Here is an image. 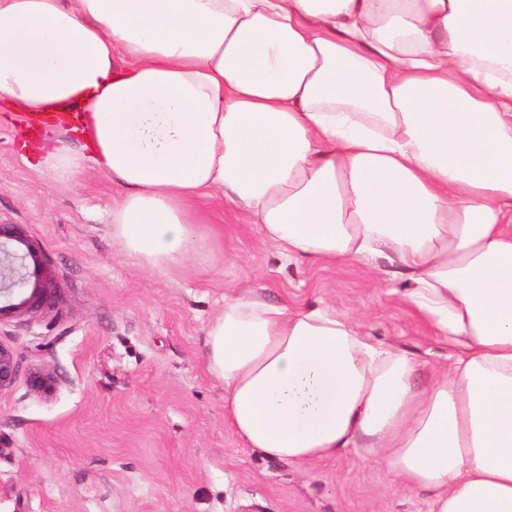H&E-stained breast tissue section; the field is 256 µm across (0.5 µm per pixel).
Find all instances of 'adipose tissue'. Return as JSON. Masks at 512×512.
<instances>
[{
    "instance_id": "obj_1",
    "label": "adipose tissue",
    "mask_w": 512,
    "mask_h": 512,
    "mask_svg": "<svg viewBox=\"0 0 512 512\" xmlns=\"http://www.w3.org/2000/svg\"><path fill=\"white\" fill-rule=\"evenodd\" d=\"M0 110L49 114L32 168L117 189L152 274L231 202L297 261L395 268L447 343L420 362L328 308L243 292L206 329L243 447L355 451L429 512H512V0H0Z\"/></svg>"
}]
</instances>
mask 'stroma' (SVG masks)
<instances>
[{
    "mask_svg": "<svg viewBox=\"0 0 512 512\" xmlns=\"http://www.w3.org/2000/svg\"><path fill=\"white\" fill-rule=\"evenodd\" d=\"M25 135L0 112V223L23 225L57 288L38 312L0 323L18 361L0 392V512H428L425 494L354 452L300 465L240 445L204 361L225 293L260 288L292 309L332 307L373 342L414 353L426 383L447 348L406 302L404 279L285 259L220 199L206 219L222 226L221 246L174 276L149 274L112 238L111 181L91 168L49 181L21 158ZM36 370L54 375L50 394L31 390Z\"/></svg>",
    "mask_w": 512,
    "mask_h": 512,
    "instance_id": "1",
    "label": "stroma"
}]
</instances>
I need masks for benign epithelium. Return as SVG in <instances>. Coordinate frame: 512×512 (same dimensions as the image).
Wrapping results in <instances>:
<instances>
[{
  "mask_svg": "<svg viewBox=\"0 0 512 512\" xmlns=\"http://www.w3.org/2000/svg\"><path fill=\"white\" fill-rule=\"evenodd\" d=\"M56 288L53 271L42 249L20 224H0V323L44 307ZM18 374L15 352L0 344V392L13 386ZM54 377L47 371L30 374L29 385L50 389Z\"/></svg>",
  "mask_w": 512,
  "mask_h": 512,
  "instance_id": "obj_1",
  "label": "benign epithelium"
}]
</instances>
